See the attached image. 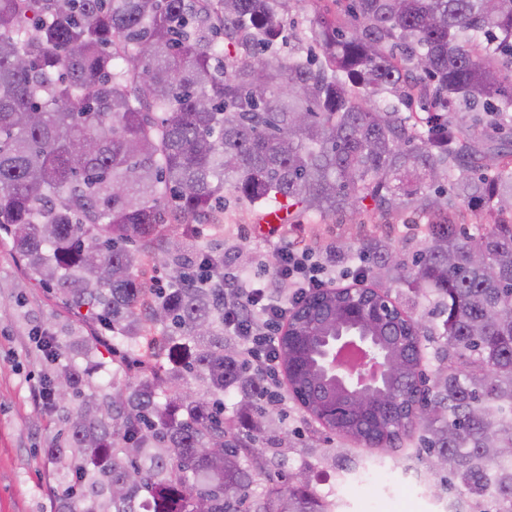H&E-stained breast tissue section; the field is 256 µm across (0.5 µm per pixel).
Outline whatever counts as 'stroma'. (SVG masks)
<instances>
[{
  "label": "stroma",
  "instance_id": "obj_1",
  "mask_svg": "<svg viewBox=\"0 0 512 512\" xmlns=\"http://www.w3.org/2000/svg\"><path fill=\"white\" fill-rule=\"evenodd\" d=\"M332 0H291L284 22L286 39L277 45L279 56L310 52L314 43L310 27L316 14L331 8L333 16L344 18L343 10L332 8ZM223 227L200 224L196 234L199 248L222 246L232 268L266 277L275 238L270 225L257 221V211L233 193H225ZM391 238L405 257L421 248V225L411 223L409 214L382 218L370 211H353L327 218L310 215L289 233L290 240L303 249L319 252L328 242L342 238L350 246L371 234ZM50 329L73 352L74 340H87L90 330L74 311L65 309L52 293L29 282L23 260L13 252L10 241L0 238V512H57L60 499L74 479L79 460L64 455L51 460L44 448L65 444L70 416L77 400L56 406L37 402L36 392L52 370L35 331ZM276 430L272 437H261L255 451L273 460L268 469L254 468V495L271 486L276 473H302L312 491L330 499L339 485H347L349 496L339 502L337 512H427L415 499V488H388L377 484L367 489L353 475L341 472L339 458L367 462L420 476L438 483L444 472L432 467L429 456L417 440L405 441L400 448L381 454L377 449L358 445L320 429L318 423L288 392L287 380L278 384Z\"/></svg>",
  "mask_w": 512,
  "mask_h": 512
}]
</instances>
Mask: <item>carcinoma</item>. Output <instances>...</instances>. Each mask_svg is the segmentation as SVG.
Segmentation results:
<instances>
[{
	"label": "carcinoma",
	"mask_w": 512,
	"mask_h": 512,
	"mask_svg": "<svg viewBox=\"0 0 512 512\" xmlns=\"http://www.w3.org/2000/svg\"><path fill=\"white\" fill-rule=\"evenodd\" d=\"M289 2L0 0V232L30 279L112 343L106 362L92 343L68 357L35 335L55 364L46 404L83 399L71 494L82 512H100L104 492L110 512H330L301 474L251 498L247 440L275 417L224 338L225 253L197 249L190 230L229 190L286 212L284 236L310 213L426 220L411 262L370 235L354 275L431 298L426 316L365 326L341 309L345 289H317L275 354L324 428L385 452L417 431L463 488L460 512L484 500L512 512V455L499 453L512 448V0H348L351 26L326 11L319 53L283 58ZM386 92L408 111L367 106ZM416 100L426 115L409 111ZM460 103L491 116L497 141L482 146ZM459 199L480 223L467 227ZM149 261L167 284L145 283ZM350 329L402 371L360 394L329 373L326 340ZM436 336L431 412L416 417L400 399ZM131 367L115 397L85 393L86 377Z\"/></svg>",
	"instance_id": "cac0c4a2"
}]
</instances>
